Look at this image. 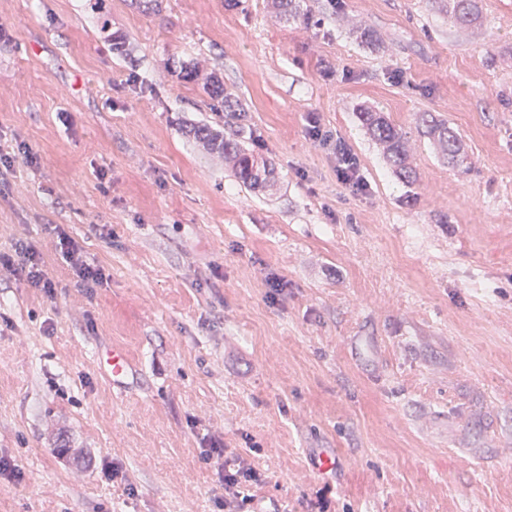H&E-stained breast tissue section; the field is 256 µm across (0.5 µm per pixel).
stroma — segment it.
Segmentation results:
<instances>
[{
    "label": "stroma",
    "mask_w": 512,
    "mask_h": 512,
    "mask_svg": "<svg viewBox=\"0 0 512 512\" xmlns=\"http://www.w3.org/2000/svg\"><path fill=\"white\" fill-rule=\"evenodd\" d=\"M300 6L321 25L271 0H0V251L35 248L57 285L0 269V460L22 474L0 512H224L212 438L263 473L254 512H512V0L466 26L448 0ZM212 73L275 166L263 192L185 132L224 126ZM365 108L407 131L414 183ZM60 230L107 285L79 286ZM420 122L425 128L423 133L440 146L444 158L448 160V164L457 166L463 163L462 139L454 129L442 120L434 118L429 112L422 113ZM333 150L336 153L338 179L354 194H364L368 186L360 178L358 158L340 138L333 143Z\"/></svg>",
    "instance_id": "stroma-1"
}]
</instances>
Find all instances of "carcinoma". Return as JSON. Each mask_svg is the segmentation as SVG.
<instances>
[{"instance_id":"1","label":"carcinoma","mask_w":512,"mask_h":512,"mask_svg":"<svg viewBox=\"0 0 512 512\" xmlns=\"http://www.w3.org/2000/svg\"><path fill=\"white\" fill-rule=\"evenodd\" d=\"M448 11L455 21L461 25L473 23L479 14L478 0H448ZM205 89L213 102L215 109H220L229 115L238 112L237 104L224 96V83L215 75L205 81ZM360 120L369 135L384 144L387 157L396 174L405 181L412 179V169L407 164L406 137L402 129L396 127L382 112L364 109L359 113ZM424 134L436 142L448 163L459 165L464 161L461 136L445 122L424 112L420 116ZM194 138L205 142L214 149L224 152L234 168L236 178L242 185L253 191L265 190L274 173L273 164L268 160H258L246 152L240 142L243 126L226 135L214 131L208 126H195L188 130Z\"/></svg>"}]
</instances>
